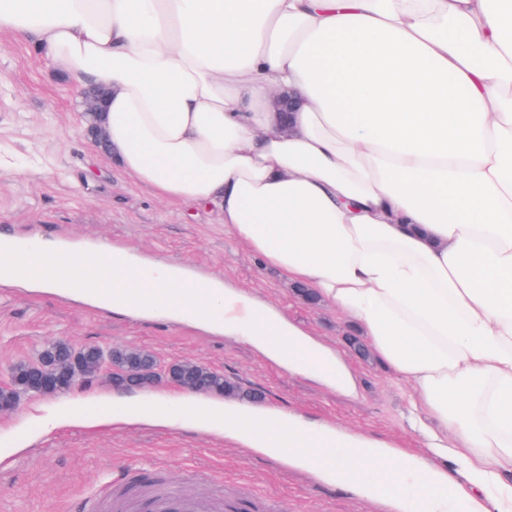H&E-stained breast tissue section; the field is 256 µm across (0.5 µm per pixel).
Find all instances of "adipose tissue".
Masks as SVG:
<instances>
[{
    "mask_svg": "<svg viewBox=\"0 0 512 512\" xmlns=\"http://www.w3.org/2000/svg\"><path fill=\"white\" fill-rule=\"evenodd\" d=\"M0 31L110 91L108 156L213 210L263 265L357 325L434 424L422 448L294 410L112 391L73 424L194 428L346 486L381 512H512V0H0ZM293 94L282 114L278 91ZM0 281L235 337L356 395L339 354L275 304L182 266L63 243Z\"/></svg>",
    "mask_w": 512,
    "mask_h": 512,
    "instance_id": "obj_1",
    "label": "adipose tissue"
}]
</instances>
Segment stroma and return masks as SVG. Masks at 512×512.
I'll return each instance as SVG.
<instances>
[{"label":"stroma","instance_id":"35a3bbf8","mask_svg":"<svg viewBox=\"0 0 512 512\" xmlns=\"http://www.w3.org/2000/svg\"><path fill=\"white\" fill-rule=\"evenodd\" d=\"M78 92L37 44L0 33V242L127 247L151 261L185 265L201 278L222 277L276 304L335 349L354 374L357 394L343 396L291 376L231 337L6 284H0V383L7 382L8 367L35 361L52 341L136 348L164 365H204L241 389L261 391L262 405L418 447L420 436L408 421L409 388L375 357L358 353L350 324L329 305L297 295L218 224L214 212L159 199L98 155ZM111 389L101 378L59 395L24 396L13 411L0 413V448L30 440L24 451L0 462V512H106L113 493L143 474L208 505L246 502L251 512H378L376 504L312 475L198 433L180 407L165 428L72 425L43 433L28 422L34 407L49 409L64 400L83 406Z\"/></svg>","mask_w":512,"mask_h":512}]
</instances>
